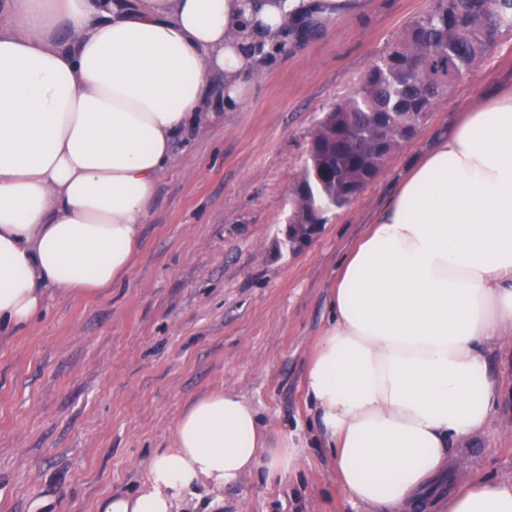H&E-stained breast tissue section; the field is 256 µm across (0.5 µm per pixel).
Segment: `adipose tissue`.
<instances>
[{
  "label": "adipose tissue",
  "mask_w": 512,
  "mask_h": 512,
  "mask_svg": "<svg viewBox=\"0 0 512 512\" xmlns=\"http://www.w3.org/2000/svg\"><path fill=\"white\" fill-rule=\"evenodd\" d=\"M367 0H8L0 12V332L47 289L125 275L177 139L245 101L258 41ZM224 78L215 94L209 75ZM305 389L341 487L367 512H412L457 444L485 427L500 385L487 354L512 340V90L460 119L397 184L340 264ZM274 436L231 390L175 422L133 494L99 512H174L202 483L264 464ZM448 512H512V479L453 485Z\"/></svg>",
  "instance_id": "1"
}]
</instances>
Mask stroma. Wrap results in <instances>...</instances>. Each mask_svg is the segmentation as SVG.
I'll list each match as a JSON object with an SVG mask.
<instances>
[{
	"mask_svg": "<svg viewBox=\"0 0 512 512\" xmlns=\"http://www.w3.org/2000/svg\"><path fill=\"white\" fill-rule=\"evenodd\" d=\"M369 4L264 55L238 111L176 141L119 281L48 290L42 315L0 335V512H98L109 494L135 492L154 454L171 447L178 417L224 389L291 438L298 461L283 480L260 467L221 490L198 485L175 512H364L340 487L303 386L336 269L407 165L460 112L512 84L507 32L354 201L289 251L282 231L312 132L435 2ZM488 363L500 402L462 443L450 485L512 478V345Z\"/></svg>",
	"mask_w": 512,
	"mask_h": 512,
	"instance_id": "1",
	"label": "stroma"
}]
</instances>
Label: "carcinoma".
Instances as JSON below:
<instances>
[{
  "label": "carcinoma",
  "instance_id": "1",
  "mask_svg": "<svg viewBox=\"0 0 512 512\" xmlns=\"http://www.w3.org/2000/svg\"><path fill=\"white\" fill-rule=\"evenodd\" d=\"M512 31V0H437L404 37L334 103L311 135L290 218L342 209L426 122L463 71Z\"/></svg>",
  "mask_w": 512,
  "mask_h": 512
}]
</instances>
